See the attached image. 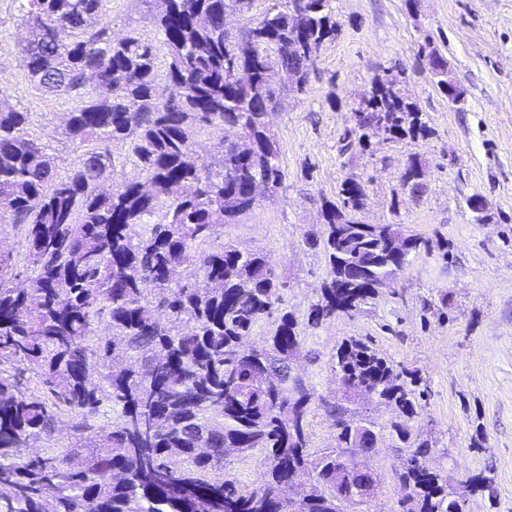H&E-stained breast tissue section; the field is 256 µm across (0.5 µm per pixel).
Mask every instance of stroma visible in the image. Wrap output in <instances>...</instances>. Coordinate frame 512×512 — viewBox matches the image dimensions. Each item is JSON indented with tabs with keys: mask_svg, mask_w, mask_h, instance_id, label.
<instances>
[{
	"mask_svg": "<svg viewBox=\"0 0 512 512\" xmlns=\"http://www.w3.org/2000/svg\"><path fill=\"white\" fill-rule=\"evenodd\" d=\"M115 35L155 40L141 0H112ZM338 31L323 44L305 93L280 91L270 130L280 149L282 186L221 240L263 250L285 283L283 306L301 322L297 367L325 400L340 386L331 367L337 345L370 341L427 384L412 431L433 448L430 467L458 480L489 477L495 495L464 493L465 512H512V0H334ZM24 27L12 0H0V101L32 115L37 136L68 172L77 154L64 131L74 104L34 89L20 68ZM448 59L465 100L452 104L436 87L425 44ZM398 66L407 95L430 127L429 138L341 152L350 105L375 72ZM429 163L427 191L413 200L400 175L411 154ZM362 182L366 224H406L429 246L411 255L393 286L352 317L316 329L304 322L320 295L326 265L319 236L324 201L337 200L348 176ZM488 202L480 223L472 195ZM381 477L369 512H400L394 472L400 449L383 436L368 458Z\"/></svg>",
	"mask_w": 512,
	"mask_h": 512,
	"instance_id": "obj_1",
	"label": "stroma"
}]
</instances>
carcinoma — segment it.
Masks as SVG:
<instances>
[{
    "instance_id": "1",
    "label": "carcinoma",
    "mask_w": 512,
    "mask_h": 512,
    "mask_svg": "<svg viewBox=\"0 0 512 512\" xmlns=\"http://www.w3.org/2000/svg\"><path fill=\"white\" fill-rule=\"evenodd\" d=\"M13 2L26 33L20 67L35 89L76 103L65 134L80 156L61 175L30 113L0 107V224L21 230L35 294L13 285L16 259L0 254V366L15 369L0 377V512H359L372 497L337 458L378 443L376 421L359 411L364 389L389 409L387 428L406 449L395 471L401 512H464L456 485L426 464L428 441L412 433L423 379L360 338L332 356L358 388L326 404L336 446L310 451L315 394L291 367L302 344L284 284L263 252L217 240L283 183L268 112L280 90L308 86L307 49L336 38L334 0H280L256 18L255 0H141L166 50L163 89L157 46L114 39L108 0ZM229 10L248 25L225 31ZM427 58L448 94V60L434 49ZM235 67L251 70V83L234 81ZM386 72L350 109L361 148L382 144L381 125L394 144L431 135ZM199 126L221 133L207 167L196 161ZM116 142L130 143L151 192L114 181ZM426 174L411 156L401 174L409 197L426 192ZM364 197L349 177L338 201L322 204L327 276L309 328L361 312L425 247L402 224L352 219ZM264 320L265 346L243 348ZM108 408L118 418L105 428ZM61 411L90 445L25 454L34 439L54 441ZM257 451L264 477L244 492L224 462ZM461 484L494 497L480 474Z\"/></svg>"
}]
</instances>
